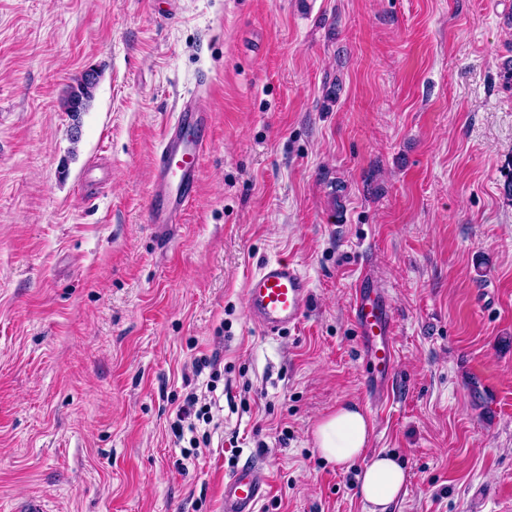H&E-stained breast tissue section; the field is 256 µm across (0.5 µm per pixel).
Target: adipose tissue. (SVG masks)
I'll use <instances>...</instances> for the list:
<instances>
[{"instance_id": "1", "label": "adipose tissue", "mask_w": 512, "mask_h": 512, "mask_svg": "<svg viewBox=\"0 0 512 512\" xmlns=\"http://www.w3.org/2000/svg\"><path fill=\"white\" fill-rule=\"evenodd\" d=\"M370 432L369 420L357 406L346 404L324 417L314 430L320 455L329 462L345 464L358 458ZM361 494L369 512H387L405 492L406 475L394 456L379 455L359 476Z\"/></svg>"}]
</instances>
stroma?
Here are the masks:
<instances>
[{
	"label": "stroma",
	"mask_w": 512,
	"mask_h": 512,
	"mask_svg": "<svg viewBox=\"0 0 512 512\" xmlns=\"http://www.w3.org/2000/svg\"><path fill=\"white\" fill-rule=\"evenodd\" d=\"M90 69L88 110L66 112ZM189 97L210 146L165 232L154 158ZM279 258L311 299L267 336L246 283ZM368 270L394 397L335 465L313 431L366 402ZM192 392L221 426L186 461ZM381 451L406 473L389 512H512V0H0V512H224L248 459L260 512H368ZM350 313L368 369L370 404L373 409L386 408L390 403L397 360L392 336L394 313L386 289L370 273L366 272L354 288ZM197 399L194 396L188 397L185 403L178 409L176 414L177 421L174 424V430L178 436L183 434V426L181 422L185 421V419L190 418L194 415L198 420L201 418L205 422L210 421L209 409L208 407L200 406L199 409L196 407ZM268 493L265 470L247 461L224 475V512H258V504Z\"/></svg>",
	"instance_id": "obj_1"
}]
</instances>
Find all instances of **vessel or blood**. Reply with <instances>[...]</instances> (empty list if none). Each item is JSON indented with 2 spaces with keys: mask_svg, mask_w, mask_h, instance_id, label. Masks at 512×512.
Masks as SVG:
<instances>
[{
  "mask_svg": "<svg viewBox=\"0 0 512 512\" xmlns=\"http://www.w3.org/2000/svg\"><path fill=\"white\" fill-rule=\"evenodd\" d=\"M212 125V112L187 101L167 122L155 157L148 223H178L194 200ZM246 293L248 320L273 336L301 323L311 287L296 262L273 260L249 278ZM350 313L368 370L370 404L375 409L386 408L397 360L394 313L386 289L371 274H364L354 288ZM268 493L265 470L257 463L245 462L224 477V512H258V504Z\"/></svg>",
  "mask_w": 512,
  "mask_h": 512,
  "instance_id": "b4317fda",
  "label": "vessel or blood"
}]
</instances>
